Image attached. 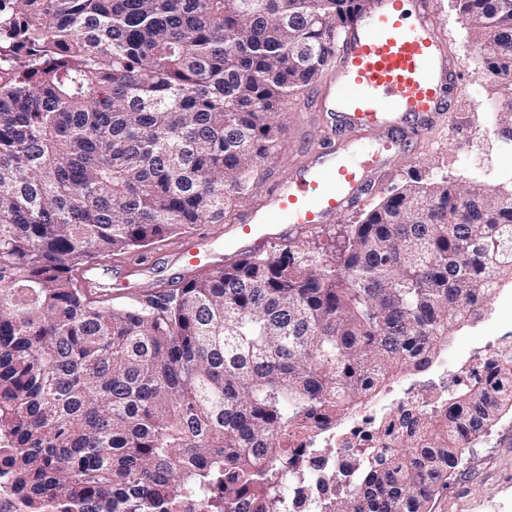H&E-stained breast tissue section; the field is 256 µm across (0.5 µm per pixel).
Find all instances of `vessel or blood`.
<instances>
[{"instance_id": "vessel-or-blood-1", "label": "vessel or blood", "mask_w": 512, "mask_h": 512, "mask_svg": "<svg viewBox=\"0 0 512 512\" xmlns=\"http://www.w3.org/2000/svg\"><path fill=\"white\" fill-rule=\"evenodd\" d=\"M414 2L411 15L405 0H378L372 13L352 21L341 35L334 74L316 97L340 127L373 137L377 149L362 152L336 137L310 144L264 207L240 216L239 235L226 239L225 248L282 241L335 222L407 151L410 136L422 135L434 114L451 111L461 92L458 64L443 47L429 0ZM181 255L191 266L218 259L206 238L188 239Z\"/></svg>"}]
</instances>
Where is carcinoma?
<instances>
[{
  "mask_svg": "<svg viewBox=\"0 0 512 512\" xmlns=\"http://www.w3.org/2000/svg\"><path fill=\"white\" fill-rule=\"evenodd\" d=\"M367 0H0V436L27 512H283V438L343 418L512 278V193L394 189L342 249L255 253L132 304L76 271L222 224ZM512 106V0H456ZM512 371L457 389L322 512H427Z\"/></svg>",
  "mask_w": 512,
  "mask_h": 512,
  "instance_id": "carcinoma-1",
  "label": "carcinoma"
}]
</instances>
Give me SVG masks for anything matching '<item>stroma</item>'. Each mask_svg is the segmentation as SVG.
Returning a JSON list of instances; mask_svg holds the SVG:
<instances>
[{"mask_svg":"<svg viewBox=\"0 0 512 512\" xmlns=\"http://www.w3.org/2000/svg\"><path fill=\"white\" fill-rule=\"evenodd\" d=\"M433 7L447 49L456 57L471 59L470 67L462 72L465 88L455 99L453 111L438 117L435 128L411 154L395 160L361 206L346 212L336 223L273 244V251L300 247L320 253L328 251L334 241L343 240L352 225L358 224L392 189L410 181L430 183L444 177L462 189L484 187L491 181L498 190L512 189V145L505 144L498 135L501 120L512 107L497 84L482 78L481 53L467 17L453 0H433ZM318 89V84H311L282 105L279 120L285 133L275 148L274 158L254 170L249 191L226 212L223 223L196 224L193 232L223 236L243 212L265 199L273 177L287 174L289 166L301 158L309 142L326 134L327 126L314 105ZM186 239L187 235L182 233L113 256L112 269L120 272L126 266H137L138 278L149 293L187 281L198 270L185 266L179 258V248ZM508 331H512V282L487 300L482 317L458 331L440 349L438 359L447 363L449 374H457L459 366L477 348ZM429 512H512L511 414L504 415L483 432L479 444L465 448L447 490L430 503Z\"/></svg>","mask_w":512,"mask_h":512,"instance_id":"1","label":"stroma"}]
</instances>
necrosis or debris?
Masks as SVG:
<instances>
[{
    "mask_svg": "<svg viewBox=\"0 0 512 512\" xmlns=\"http://www.w3.org/2000/svg\"><path fill=\"white\" fill-rule=\"evenodd\" d=\"M443 395L440 389L407 390L388 405L363 408L340 428H296L288 442L297 461L288 473L285 512H321L322 498L335 491L340 475L357 467L364 450L396 449L407 419L431 412Z\"/></svg>",
    "mask_w": 512,
    "mask_h": 512,
    "instance_id": "1",
    "label": "necrosis or debris"
}]
</instances>
